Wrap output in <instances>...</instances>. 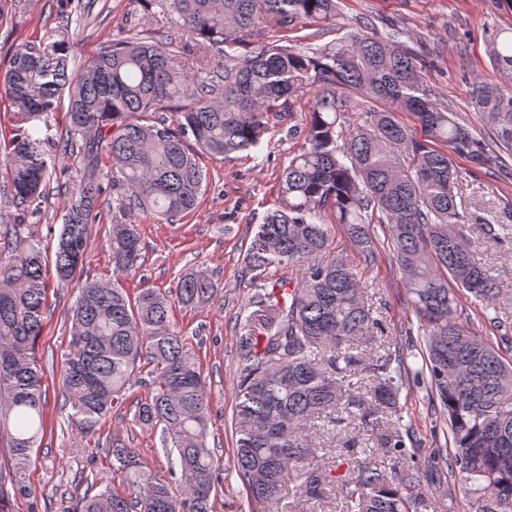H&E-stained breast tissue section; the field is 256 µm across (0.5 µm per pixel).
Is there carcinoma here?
Listing matches in <instances>:
<instances>
[{
  "mask_svg": "<svg viewBox=\"0 0 512 512\" xmlns=\"http://www.w3.org/2000/svg\"><path fill=\"white\" fill-rule=\"evenodd\" d=\"M180 30L224 56V65L181 61L185 47L137 31L105 42L76 76L70 43L25 44L0 71V89L17 117L0 141V181L14 211H0V512L8 496L28 499L32 449L44 432L45 398L37 345L48 284L41 241L29 219L53 171L38 124L50 130L64 112L61 136L82 173L69 205L53 264L61 282L77 281L72 351L61 366L64 390L86 428L123 403L138 362L151 365L153 389L137 403L135 420L161 428L165 472L151 470L138 451L115 444L125 492L108 484L86 491L74 512H213L221 469L209 447L211 406L196 356L170 321L171 300L145 287L130 298L120 279L140 268V214L173 222L200 204L207 182L197 157L226 158L259 145L269 114L292 109L311 91L309 120L290 133L302 147L284 169L280 205L259 226L249 264H283L296 280L276 281L253 299L238 336L234 468L252 512H279L334 494L342 512H421L423 473L406 446L400 395L410 374L447 415V478L467 489L472 512H512V364L460 320L459 292L481 303V316L508 340L512 324L499 316L500 289L475 255L486 242L508 239L505 224L472 212L460 193L454 157L512 178V86L478 77L471 100L493 131L495 148L475 136L455 112L432 98L422 61L403 42L351 30L318 48L258 40L269 24L336 25V0H161ZM251 51L240 54L238 49ZM489 63L512 76V36L487 43ZM388 104L345 126L341 89ZM67 106L61 107L62 96ZM176 105L169 123L157 116ZM415 114L423 138L396 113ZM442 142L440 151L433 143ZM112 158V192L124 222L112 225V278H83L92 225L103 205L100 151ZM342 225L368 265L376 261L370 225L383 224L387 246L423 336L421 367L413 353L374 334L381 320L364 299L362 276L330 256L326 212ZM218 285L205 270L182 275L176 298L185 306L213 299ZM374 436L366 459L343 474L323 468L316 435L345 424ZM382 455L389 466L372 461ZM181 483L176 492L173 483Z\"/></svg>",
  "mask_w": 512,
  "mask_h": 512,
  "instance_id": "1",
  "label": "carcinoma"
}]
</instances>
